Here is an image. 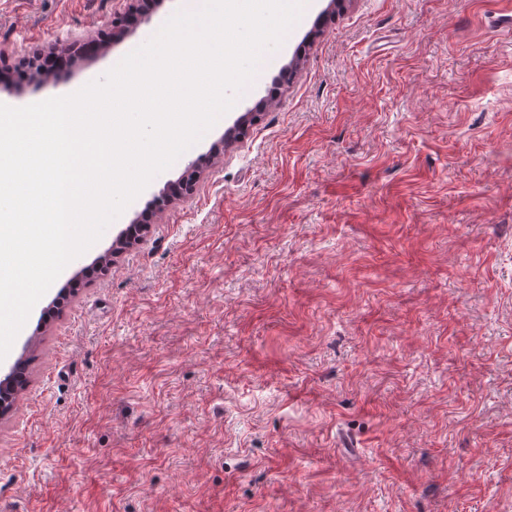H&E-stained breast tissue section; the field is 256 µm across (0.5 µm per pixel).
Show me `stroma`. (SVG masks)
<instances>
[{
	"instance_id": "1",
	"label": "stroma",
	"mask_w": 512,
	"mask_h": 512,
	"mask_svg": "<svg viewBox=\"0 0 512 512\" xmlns=\"http://www.w3.org/2000/svg\"><path fill=\"white\" fill-rule=\"evenodd\" d=\"M313 3L33 308L0 512H512V32L491 0ZM185 4L43 85L22 60L126 0H0V104L79 90Z\"/></svg>"
}]
</instances>
